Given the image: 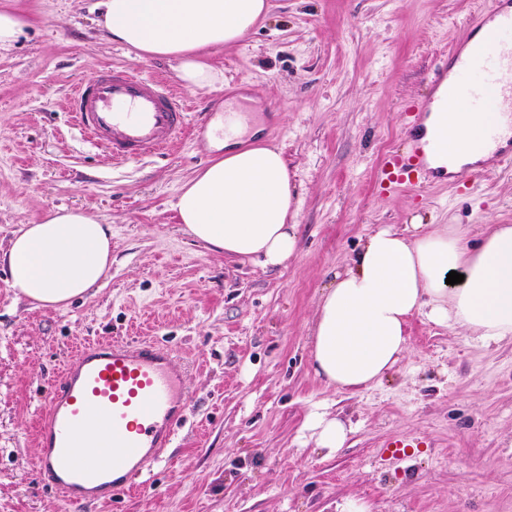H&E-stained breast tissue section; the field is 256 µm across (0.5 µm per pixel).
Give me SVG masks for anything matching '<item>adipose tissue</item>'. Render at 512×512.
<instances>
[{
  "label": "adipose tissue",
  "instance_id": "ef3b65f1",
  "mask_svg": "<svg viewBox=\"0 0 512 512\" xmlns=\"http://www.w3.org/2000/svg\"><path fill=\"white\" fill-rule=\"evenodd\" d=\"M101 25L112 42L141 58L178 63L186 86L205 88L224 74L203 55L244 39L268 12L267 0H101ZM491 112H433L428 129L455 128L468 145L454 158L432 154L435 167L486 160L483 136ZM244 116L214 127L211 162L182 187L173 204L184 231L208 249L278 268L298 246L288 166L278 148L240 146ZM16 296L59 308L100 285L112 268V227L79 208L59 207L24 224L6 248ZM463 274L447 284L449 272ZM422 315L464 330L482 344L512 340V225L489 229L469 248L453 227L411 224L371 232L325 288L312 336L315 374L338 390L358 392L381 381L409 351L407 323Z\"/></svg>",
  "mask_w": 512,
  "mask_h": 512
}]
</instances>
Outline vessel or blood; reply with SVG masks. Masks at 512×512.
Wrapping results in <instances>:
<instances>
[{
    "instance_id": "obj_1",
    "label": "vessel or blood",
    "mask_w": 512,
    "mask_h": 512,
    "mask_svg": "<svg viewBox=\"0 0 512 512\" xmlns=\"http://www.w3.org/2000/svg\"><path fill=\"white\" fill-rule=\"evenodd\" d=\"M489 38L458 49L435 67L432 82L443 90V109L497 113L486 138L495 143L499 124L512 128V0H497ZM77 129L113 160L128 161L171 148L184 134L189 114L182 94L130 71L103 69L96 80L77 85L70 98ZM427 105L414 106L404 131L405 153L388 155L383 177L419 188L456 185L463 171L430 168L422 140L457 155L465 144L448 126L427 133ZM494 165L512 163V147H497ZM160 343L102 341L86 345L53 381L35 455L39 473L71 502L115 499L135 476L164 459L192 397ZM95 435H87V428Z\"/></svg>"
}]
</instances>
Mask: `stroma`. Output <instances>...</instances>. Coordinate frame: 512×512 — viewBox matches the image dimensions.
<instances>
[{"mask_svg":"<svg viewBox=\"0 0 512 512\" xmlns=\"http://www.w3.org/2000/svg\"><path fill=\"white\" fill-rule=\"evenodd\" d=\"M240 43L212 54L223 86L185 90L193 127L166 154L114 163L66 103L110 66L180 87L177 63L106 39L99 0H15L28 24L0 50V247L54 208L112 227L106 281L66 307L17 298L0 266V512H512V342L486 346L420 315L410 351L356 393L328 387L309 355L334 273L384 226L459 225L476 247L512 225V166L483 161L459 188L382 187L409 107L431 101L435 63L465 43L494 0H269ZM251 115L294 184L298 250L270 269L215 253L172 208L214 153L213 116ZM149 336L177 356L193 403L165 458L118 502L71 504L34 465L50 382L81 346ZM350 428L315 446L308 420ZM411 435L425 447L384 456ZM316 447L328 448L331 452L344 448L349 428L339 419L328 417L326 413H313L310 420Z\"/></svg>","mask_w":512,"mask_h":512,"instance_id":"obj_1","label":"stroma"}]
</instances>
